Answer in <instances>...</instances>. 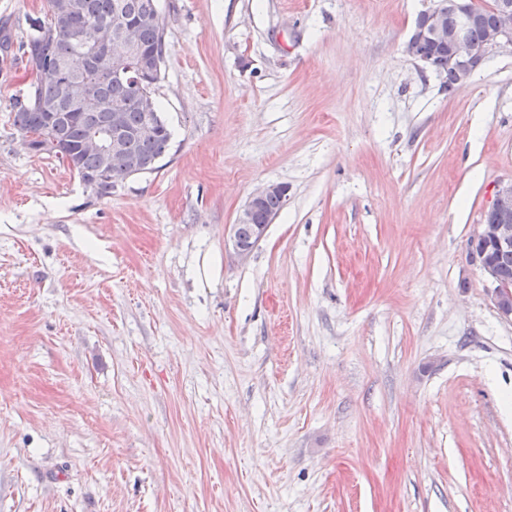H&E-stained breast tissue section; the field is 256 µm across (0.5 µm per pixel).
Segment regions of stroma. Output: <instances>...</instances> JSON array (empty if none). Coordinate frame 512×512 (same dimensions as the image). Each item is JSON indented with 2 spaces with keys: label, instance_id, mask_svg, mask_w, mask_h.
Masks as SVG:
<instances>
[{
  "label": "stroma",
  "instance_id": "35a3bbf8",
  "mask_svg": "<svg viewBox=\"0 0 512 512\" xmlns=\"http://www.w3.org/2000/svg\"><path fill=\"white\" fill-rule=\"evenodd\" d=\"M157 4L171 148L110 196L30 151L0 62V512H512V323L467 254L512 57L450 93L404 52L431 0ZM281 200L284 205L288 202V186L283 183L269 182L255 190L239 210L231 232L224 238L225 252L231 253L240 262L247 260L253 249L265 238L269 226L275 217H270L263 224L266 215L277 214L284 208ZM262 203V208L255 215V224H253V215ZM239 224L241 225L239 226ZM251 224H253V234ZM251 234L252 237L249 240H244L248 239Z\"/></svg>",
  "mask_w": 512,
  "mask_h": 512
}]
</instances>
